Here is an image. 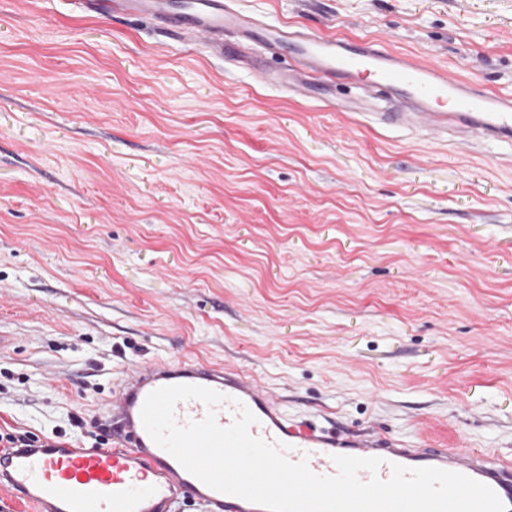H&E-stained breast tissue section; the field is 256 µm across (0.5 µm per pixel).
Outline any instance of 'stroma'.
Returning <instances> with one entry per match:
<instances>
[{"label": "stroma", "instance_id": "1", "mask_svg": "<svg viewBox=\"0 0 512 512\" xmlns=\"http://www.w3.org/2000/svg\"><path fill=\"white\" fill-rule=\"evenodd\" d=\"M512 94V0H236ZM75 0H0V432L81 443L124 366L512 460V146L355 119Z\"/></svg>", "mask_w": 512, "mask_h": 512}]
</instances>
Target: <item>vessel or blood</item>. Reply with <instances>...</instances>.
I'll list each match as a JSON object with an SVG mask.
<instances>
[{
	"label": "vessel or blood",
	"mask_w": 512,
	"mask_h": 512,
	"mask_svg": "<svg viewBox=\"0 0 512 512\" xmlns=\"http://www.w3.org/2000/svg\"><path fill=\"white\" fill-rule=\"evenodd\" d=\"M107 15H136L165 24L188 42L204 40L215 57L250 62L254 44L286 52L291 66L273 70L255 65L265 85L306 92L327 75L349 84L386 91L411 109L396 113L398 122L430 134L462 132L484 142L512 143V94L476 86L424 58L394 50L384 41L350 43L285 25H271L238 12L234 0H185L174 10L170 0H88ZM235 47H228L227 34ZM171 385L214 389L225 400L214 413L229 426L238 405L256 417L252 436L286 445V457L307 460L310 470L331 476L333 456L380 459L377 472L360 471L361 481L391 475L392 464L434 467L479 481L512 512V463L462 448H408L368 432L355 437L288 417L281 403L241 371L204 362L140 363L123 371L99 421L109 445L82 448L63 441L40 440L29 448H0V489L34 506L35 512H182L190 501L200 512H266L262 505L211 489L188 473L149 437L141 421L146 397Z\"/></svg>",
	"instance_id": "vessel-or-blood-1"
}]
</instances>
